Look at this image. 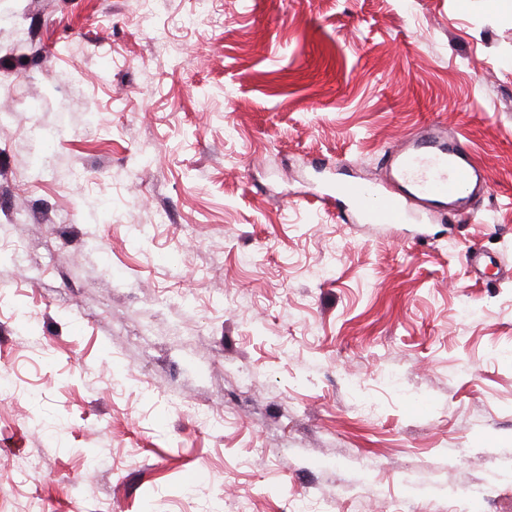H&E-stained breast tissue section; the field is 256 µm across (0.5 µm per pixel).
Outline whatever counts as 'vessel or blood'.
Segmentation results:
<instances>
[{
  "label": "vessel or blood",
  "mask_w": 512,
  "mask_h": 512,
  "mask_svg": "<svg viewBox=\"0 0 512 512\" xmlns=\"http://www.w3.org/2000/svg\"><path fill=\"white\" fill-rule=\"evenodd\" d=\"M387 159L390 176L397 183L395 189L384 191L362 182L336 188V194L368 224L410 223L414 218L410 201L414 198L452 212L464 210L469 205L470 186L483 179L464 141L442 140L432 129L390 149Z\"/></svg>",
  "instance_id": "1"
}]
</instances>
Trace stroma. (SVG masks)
<instances>
[{"instance_id":"35a3bbf8","label":"stroma","mask_w":512,"mask_h":512,"mask_svg":"<svg viewBox=\"0 0 512 512\" xmlns=\"http://www.w3.org/2000/svg\"><path fill=\"white\" fill-rule=\"evenodd\" d=\"M140 8L0 0V512H512V17ZM431 121L473 217L320 205Z\"/></svg>"}]
</instances>
